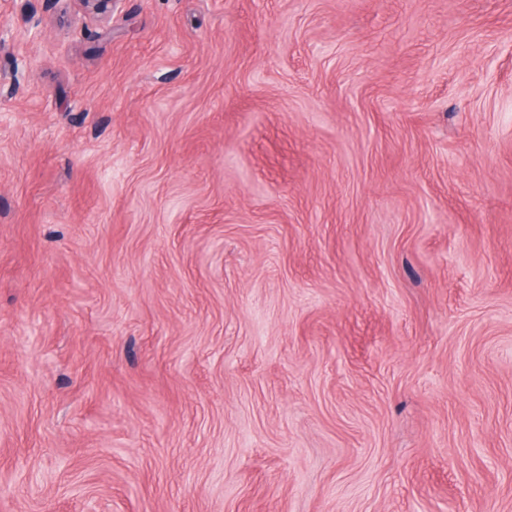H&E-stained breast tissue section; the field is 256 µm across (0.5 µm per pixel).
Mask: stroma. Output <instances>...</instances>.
I'll return each instance as SVG.
<instances>
[{"label":"stroma","mask_w":512,"mask_h":512,"mask_svg":"<svg viewBox=\"0 0 512 512\" xmlns=\"http://www.w3.org/2000/svg\"><path fill=\"white\" fill-rule=\"evenodd\" d=\"M0 512H512V0H0Z\"/></svg>","instance_id":"obj_1"}]
</instances>
